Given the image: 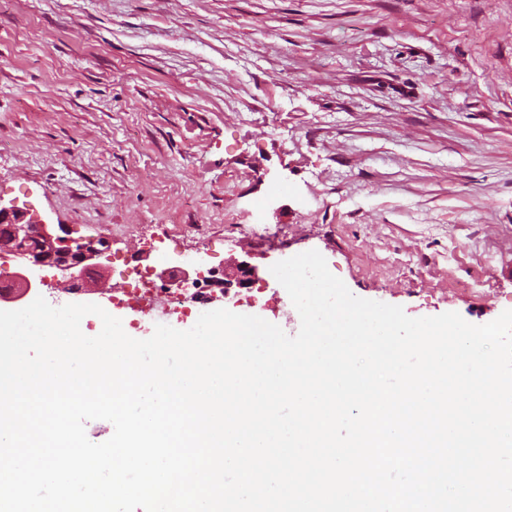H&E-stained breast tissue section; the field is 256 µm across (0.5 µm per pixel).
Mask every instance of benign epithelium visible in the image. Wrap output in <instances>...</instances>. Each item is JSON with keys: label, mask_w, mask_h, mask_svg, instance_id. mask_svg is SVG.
<instances>
[{"label": "benign epithelium", "mask_w": 512, "mask_h": 512, "mask_svg": "<svg viewBox=\"0 0 512 512\" xmlns=\"http://www.w3.org/2000/svg\"><path fill=\"white\" fill-rule=\"evenodd\" d=\"M0 224L7 225V233L0 237V254L17 260V270L11 274V287L0 292L5 302H18L35 288L28 272L36 267H54L67 275L66 291L79 293L87 288L88 280L101 267L98 259L109 250L104 238L55 236L47 225L25 220V216L0 205ZM258 281L256 269L240 263L224 277L215 280L220 294H228V286L250 288Z\"/></svg>", "instance_id": "7a95c632"}]
</instances>
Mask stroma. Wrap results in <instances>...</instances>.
Masks as SVG:
<instances>
[{
	"instance_id": "35a3bbf8",
	"label": "stroma",
	"mask_w": 512,
	"mask_h": 512,
	"mask_svg": "<svg viewBox=\"0 0 512 512\" xmlns=\"http://www.w3.org/2000/svg\"><path fill=\"white\" fill-rule=\"evenodd\" d=\"M0 203L106 238L80 294L129 336L131 263L248 262L259 303L183 300L296 335L273 264L315 250L356 296L483 325L512 310V0H0Z\"/></svg>"
}]
</instances>
